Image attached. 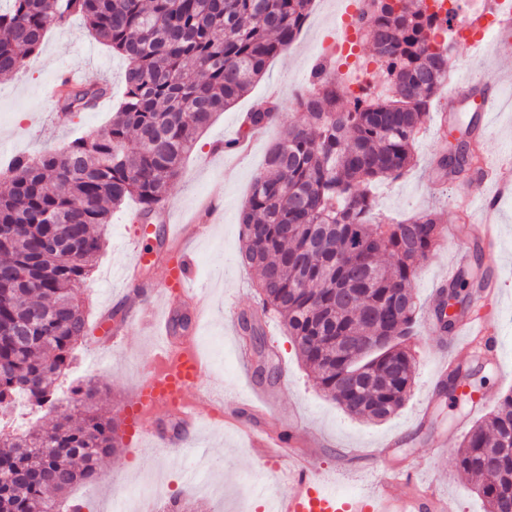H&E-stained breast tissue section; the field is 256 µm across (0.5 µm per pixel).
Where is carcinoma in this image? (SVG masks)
<instances>
[{"instance_id": "obj_1", "label": "carcinoma", "mask_w": 512, "mask_h": 512, "mask_svg": "<svg viewBox=\"0 0 512 512\" xmlns=\"http://www.w3.org/2000/svg\"><path fill=\"white\" fill-rule=\"evenodd\" d=\"M312 0H0V76L42 45L51 26L80 15L127 61L124 99L111 122L62 152L15 156L0 194V418L25 393L50 428L0 429V512H59L69 490L99 476L119 448L106 391L88 383L60 412L59 376L88 337L78 290L103 249L110 209L138 202L145 221L177 178L196 135L239 99L305 24ZM382 81L352 107L332 63L314 67L295 98L306 122L270 148L239 217L241 261L257 275L261 312L275 313L322 390L349 414L385 420L407 399L414 359L405 343L418 303L412 281L444 232L432 212L399 224L376 220L372 185L414 159L432 96L448 79V24L423 0H370L363 11ZM72 119L107 97L73 86ZM277 118L249 113L247 138ZM464 274L453 297L483 287ZM369 347L353 356L344 340ZM82 422L72 424L73 414ZM456 466L479 481L486 512H512V392L464 436Z\"/></svg>"}]
</instances>
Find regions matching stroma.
I'll return each instance as SVG.
<instances>
[{
    "mask_svg": "<svg viewBox=\"0 0 512 512\" xmlns=\"http://www.w3.org/2000/svg\"><path fill=\"white\" fill-rule=\"evenodd\" d=\"M336 25L331 19L328 0H313L310 14L297 38L286 51L272 59L264 75L248 93L213 124L199 133V140L226 142L240 131V120L258 99L275 98L280 109L275 122L256 134L246 154L228 151L222 154L194 150L182 163L180 175L158 209L148 228H140L134 213L136 201L112 211L103 229L105 247L82 291L90 320L122 307L126 286L115 271L131 257L133 249L147 253L149 261L140 272V284L153 285L162 275L156 259L163 250L166 219L186 221L201 200L222 196L220 220L206 224L202 233L180 241L183 249L194 251L198 261V283L207 288L211 301L209 318L174 328L173 336H206L220 347L208 351L207 374L202 387L208 388L213 404L223 406L229 420L223 429H201L198 437L208 444L211 454L208 472L212 482L223 487L219 496L197 490L188 479L195 455L189 447L162 445L148 438L122 437V445L112 457L100 463L97 481L78 485L70 495L82 512H99L102 502L122 497L124 489L136 488L148 475L165 484V497L157 501L164 512L168 500L179 499L188 512H242L241 495L250 480L261 481L265 493L252 500L251 512H267L269 500L284 489L282 478L259 460L249 434L238 428L236 419L263 430L290 438L294 422H302L307 431L325 440L315 462L331 483L347 495L372 494L384 471L404 470L417 481L432 484L440 493L454 497L460 512H485L473 480L460 473L455 464L456 451L463 432L458 424L466 418L468 405L455 403L447 392L432 390L434 370L440 357V339L419 331L409 342L415 361L414 380L404 405L390 418L375 422L347 414L324 393L298 358L292 339L274 316L261 322L257 333L243 330L244 320L258 311L253 271L238 260L241 245L239 214L253 179L263 171L270 146L288 126L301 122L294 107L295 96L307 88L312 66L321 55V44L331 41ZM448 79L433 96L428 116L415 142L416 161L395 180L383 181L376 189L377 212L388 222H399L426 210L440 213L443 224L464 225L456 210L457 186L443 182L436 162L442 153L454 152L458 143H466L469 153L494 158L512 154V48H501L490 40L485 52L483 75L494 82L502 100L486 129L473 131L479 115L469 98L454 97L453 92L464 75L469 74L472 54L466 43H451ZM71 65L84 69L87 83L108 82L112 87L99 106L79 118L67 119L57 101L48 99L44 88ZM125 62L116 52L91 35L79 19L48 30L35 54L11 77L0 79V148L8 155L35 154L44 150H62L78 137L97 133L118 108L124 91ZM453 106L461 118L454 126L441 127L440 114ZM499 245L495 252L483 254L479 272L498 276L502 289L489 301L487 311L500 321V363L491 365L469 355L457 354V362L477 369L473 383L477 391L498 402L512 391V197L502 198L498 212ZM452 249L442 246L424 260L413 287L421 310H428L433 284L448 269ZM156 339L137 321L126 326L124 343L97 351L93 340L78 345L71 366L73 379L61 382V404L75 396L71 389L86 378L108 391L99 412L111 415L113 404L128 402L146 375L153 358ZM251 354V369L243 371L239 363L240 347ZM403 441L380 457L373 456L396 434Z\"/></svg>",
    "mask_w": 512,
    "mask_h": 512,
    "instance_id": "stroma-1",
    "label": "stroma"
}]
</instances>
